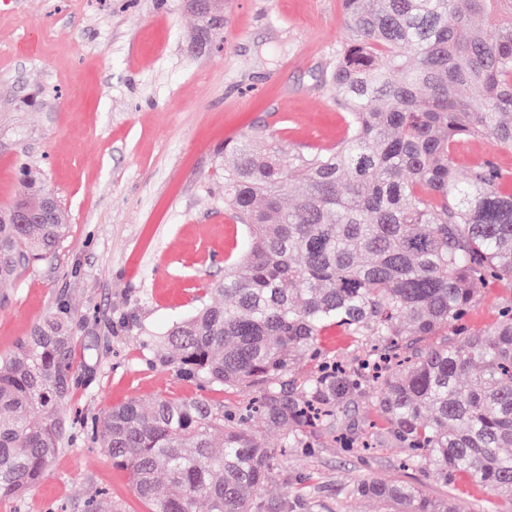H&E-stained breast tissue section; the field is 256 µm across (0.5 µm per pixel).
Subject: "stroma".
Instances as JSON below:
<instances>
[{
  "label": "stroma",
  "instance_id": "stroma-1",
  "mask_svg": "<svg viewBox=\"0 0 512 512\" xmlns=\"http://www.w3.org/2000/svg\"><path fill=\"white\" fill-rule=\"evenodd\" d=\"M224 14L223 46L204 48L185 0H12L0 10V207L28 168L66 224L54 254L0 284V357L66 301L79 374L60 452L0 512H82L94 489L124 512H148L93 440V422L132 398L243 400L173 377L139 336L190 313L247 242L224 211L226 139L257 126L294 150L342 137L326 74L346 25L340 0H224ZM485 159L512 177V147L476 139L457 156L464 170ZM126 318L137 332L118 331ZM386 428L366 399L339 403L337 433ZM403 459L390 440L367 452L327 439L290 448L265 498L274 512H376L354 484L396 478L467 512H500L466 476L445 485Z\"/></svg>",
  "mask_w": 512,
  "mask_h": 512
}]
</instances>
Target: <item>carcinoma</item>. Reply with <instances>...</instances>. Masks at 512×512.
I'll return each instance as SVG.
<instances>
[{"instance_id": "1", "label": "carcinoma", "mask_w": 512, "mask_h": 512, "mask_svg": "<svg viewBox=\"0 0 512 512\" xmlns=\"http://www.w3.org/2000/svg\"><path fill=\"white\" fill-rule=\"evenodd\" d=\"M502 0H343L346 34L327 75L345 132L333 148L285 149L253 128L224 141V212L248 229L211 300L144 348L172 374L250 396L131 399L96 424L150 512H268L278 449L251 427L311 448L336 404L364 397L409 465L459 474L512 505V186L490 161L463 171L459 144L512 147V17ZM217 39L224 0L208 13ZM27 188L0 209V281L54 251L60 209ZM27 212L32 223H13ZM504 287L493 323L465 318ZM368 353L342 371L331 328ZM67 306L0 359V498L24 496L59 451L74 382ZM316 370L304 375L300 363ZM353 493L390 512H462L414 483L367 479ZM84 512H121L95 493ZM319 347L325 354L346 356L354 349L350 336H343L336 328L330 329L319 338Z\"/></svg>"}]
</instances>
